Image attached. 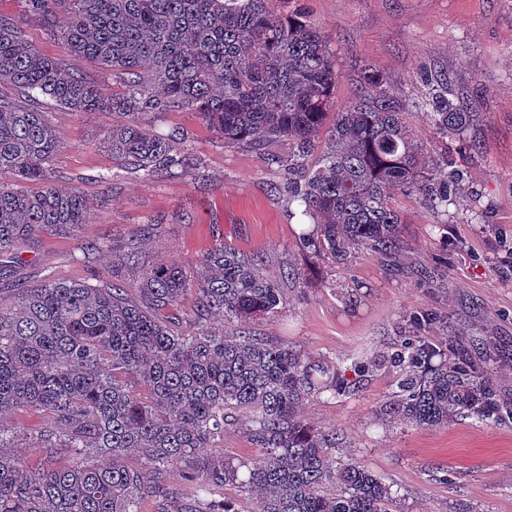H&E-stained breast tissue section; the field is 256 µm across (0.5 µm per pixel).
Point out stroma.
<instances>
[{
	"instance_id": "stroma-1",
	"label": "stroma",
	"mask_w": 512,
	"mask_h": 512,
	"mask_svg": "<svg viewBox=\"0 0 512 512\" xmlns=\"http://www.w3.org/2000/svg\"><path fill=\"white\" fill-rule=\"evenodd\" d=\"M271 7L302 9L323 27L340 73L336 107L353 98L359 70L372 67L389 92L407 100L414 140L466 170L470 191L447 211L394 194L404 221V269L369 251L344 265L313 258L298 239L303 218L289 199L284 168L223 143L195 112L154 116L155 130L183 132L194 164L149 179L116 168L103 148L111 112L80 116L48 103L44 109L61 137L53 175L93 206L77 236L35 239L16 277L110 274L112 251L154 224L157 232L142 245L150 264L189 267L221 242L263 256L271 275L290 266L302 273V284L287 291L285 309L252 324L271 342L345 370L353 359L390 351L411 315L433 313L425 341L443 352L464 345L475 364L500 372L501 390L512 393V0H272ZM26 35L111 93V75L64 54L40 26L30 24ZM428 74L465 87L463 106L478 118L463 136L442 138L427 117ZM102 239L110 252L82 255L84 244ZM396 379L395 368H380L339 395L309 398L302 415L343 433L337 461L358 462L390 484L395 512H512V423L461 419L422 428L391 421L384 407Z\"/></svg>"
}]
</instances>
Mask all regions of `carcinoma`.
<instances>
[{"instance_id": "1", "label": "carcinoma", "mask_w": 512, "mask_h": 512, "mask_svg": "<svg viewBox=\"0 0 512 512\" xmlns=\"http://www.w3.org/2000/svg\"><path fill=\"white\" fill-rule=\"evenodd\" d=\"M25 18L63 51L112 75L121 92L102 97L96 81L46 56L26 39L25 22L0 15V257L17 263L40 235L71 236L90 200L51 180L60 136L39 97L78 114L112 111L102 134L120 168L160 177L188 164L181 132L157 133L152 115L192 110L226 144L263 151L288 142L290 199L316 219L301 234L317 256L347 263L368 249L395 264L404 251L400 191L433 209L464 193V172L435 159L407 135L405 100L389 94L370 68L332 122L336 55L305 13L286 17L270 0H24ZM425 105L439 134L458 136L474 114L448 77L428 78ZM323 143L317 161L308 157ZM33 182L28 192L18 184ZM141 234L126 240L112 266L90 280L48 276L0 288V417L29 413L40 425L16 432L0 423V512H236L212 491L235 485L255 495L258 512H390L388 485L355 462L336 465V430L299 415L313 394L339 392L345 378L300 352L253 334L248 324L285 308V288L264 260L220 243L191 269L142 267ZM195 293L197 332L178 329L181 303ZM221 314L241 330L212 331ZM427 319L386 356L399 369L386 411L419 427L459 415L512 422V398L462 354L435 366L421 336ZM249 423L261 450L247 466L224 456V428ZM66 448L73 460L44 471L22 465L14 449ZM135 455L144 466H129ZM196 495L185 497L170 482Z\"/></svg>"}]
</instances>
